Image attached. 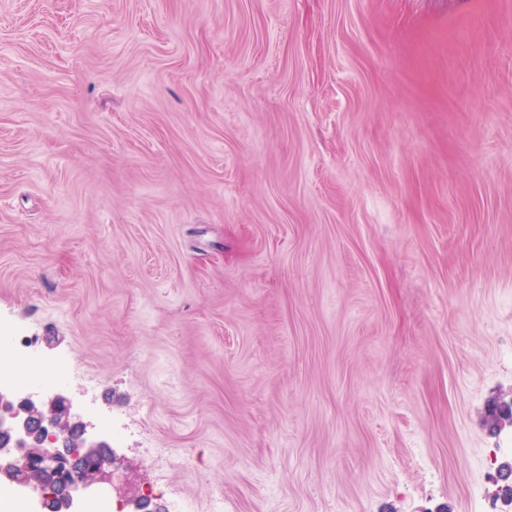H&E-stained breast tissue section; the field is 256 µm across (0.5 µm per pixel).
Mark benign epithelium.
Returning <instances> with one entry per match:
<instances>
[{
    "label": "benign epithelium",
    "instance_id": "1",
    "mask_svg": "<svg viewBox=\"0 0 512 512\" xmlns=\"http://www.w3.org/2000/svg\"><path fill=\"white\" fill-rule=\"evenodd\" d=\"M42 416L48 427L71 426V401L63 393L48 400L17 397L0 392V454L13 457V463L0 469V478L27 489L34 486L25 474L36 472L53 490L39 496L41 509L49 510L51 502L62 500L63 512H79L81 496L101 485L113 486L112 456L105 444L80 439L83 462L75 465L67 449H48L31 439L33 417Z\"/></svg>",
    "mask_w": 512,
    "mask_h": 512
}]
</instances>
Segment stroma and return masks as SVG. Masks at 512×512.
<instances>
[{"label":"stroma","mask_w":512,"mask_h":512,"mask_svg":"<svg viewBox=\"0 0 512 512\" xmlns=\"http://www.w3.org/2000/svg\"><path fill=\"white\" fill-rule=\"evenodd\" d=\"M0 326L115 500L512 512V0H0Z\"/></svg>","instance_id":"stroma-1"}]
</instances>
